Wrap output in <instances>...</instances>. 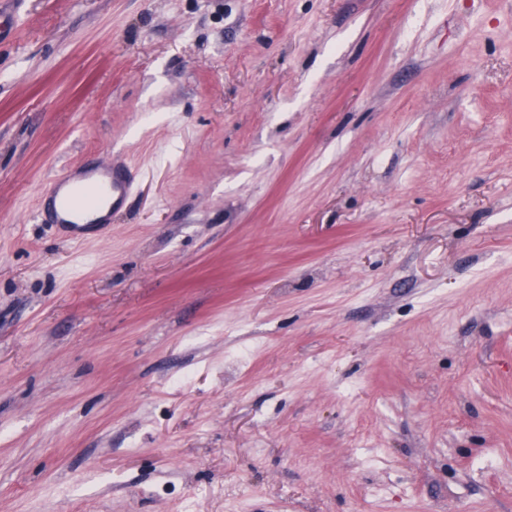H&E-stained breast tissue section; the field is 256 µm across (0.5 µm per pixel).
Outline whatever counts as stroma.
I'll list each match as a JSON object with an SVG mask.
<instances>
[{"label":"stroma","mask_w":512,"mask_h":512,"mask_svg":"<svg viewBox=\"0 0 512 512\" xmlns=\"http://www.w3.org/2000/svg\"><path fill=\"white\" fill-rule=\"evenodd\" d=\"M20 2L0 512H512V0ZM90 172L98 174V178L89 181L87 185L72 184L68 191L60 194L71 179L54 181L45 192L51 208L48 213L56 224H74L84 213L103 206L112 195L113 208L121 204L129 192L130 184L117 167L93 168ZM91 199H86V194ZM70 218V219H69Z\"/></svg>","instance_id":"obj_1"}]
</instances>
